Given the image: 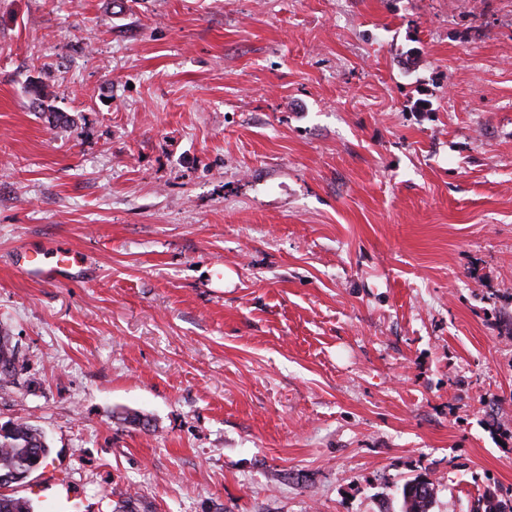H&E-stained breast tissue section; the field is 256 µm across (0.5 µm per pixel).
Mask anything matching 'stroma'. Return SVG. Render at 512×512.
<instances>
[{
  "mask_svg": "<svg viewBox=\"0 0 512 512\" xmlns=\"http://www.w3.org/2000/svg\"><path fill=\"white\" fill-rule=\"evenodd\" d=\"M1 331L34 512L505 495L512 0H0ZM18 270L28 278L42 283H63L75 281L76 274L73 272L78 264L74 254L63 248H52L40 255L31 256L27 250L20 252L18 256ZM18 355L9 336H0V390L15 383ZM419 480H423V488L413 491L412 485ZM432 486L431 482L419 476L406 481L401 489V512H429L434 491Z\"/></svg>",
  "mask_w": 512,
  "mask_h": 512,
  "instance_id": "stroma-1",
  "label": "stroma"
}]
</instances>
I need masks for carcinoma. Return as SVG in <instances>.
<instances>
[{
  "mask_svg": "<svg viewBox=\"0 0 512 512\" xmlns=\"http://www.w3.org/2000/svg\"><path fill=\"white\" fill-rule=\"evenodd\" d=\"M18 355L9 337L0 336V390L15 383ZM41 431L26 421L0 425V477L20 484L47 466L50 448L41 442ZM434 488L421 477L406 481L401 489V512H429ZM0 512H32L23 498L0 493Z\"/></svg>",
  "mask_w": 512,
  "mask_h": 512,
  "instance_id": "carcinoma-1",
  "label": "carcinoma"
}]
</instances>
